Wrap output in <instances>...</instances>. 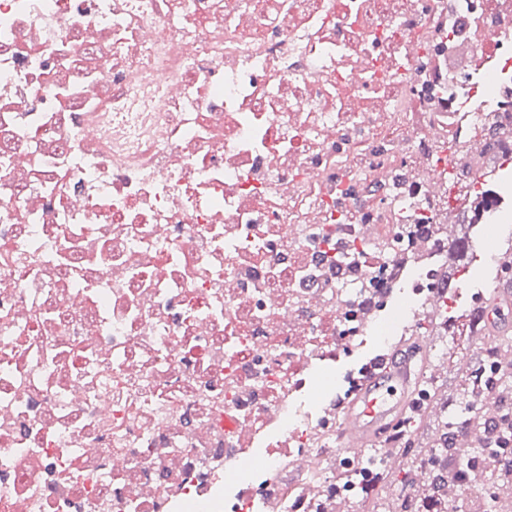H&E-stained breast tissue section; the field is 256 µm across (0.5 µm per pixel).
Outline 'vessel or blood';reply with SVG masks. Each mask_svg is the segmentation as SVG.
I'll return each instance as SVG.
<instances>
[{
  "instance_id": "vessel-or-blood-1",
  "label": "vessel or blood",
  "mask_w": 512,
  "mask_h": 512,
  "mask_svg": "<svg viewBox=\"0 0 512 512\" xmlns=\"http://www.w3.org/2000/svg\"><path fill=\"white\" fill-rule=\"evenodd\" d=\"M414 376L409 362H375L345 404L337 436L340 447L360 453L373 445L382 429L399 420L409 406Z\"/></svg>"
}]
</instances>
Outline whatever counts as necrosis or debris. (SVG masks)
<instances>
[{"label":"necrosis or debris","instance_id":"obj_1","mask_svg":"<svg viewBox=\"0 0 512 512\" xmlns=\"http://www.w3.org/2000/svg\"><path fill=\"white\" fill-rule=\"evenodd\" d=\"M510 154L512 0H0V512H313L318 374L454 243L379 321L321 252Z\"/></svg>","mask_w":512,"mask_h":512}]
</instances>
